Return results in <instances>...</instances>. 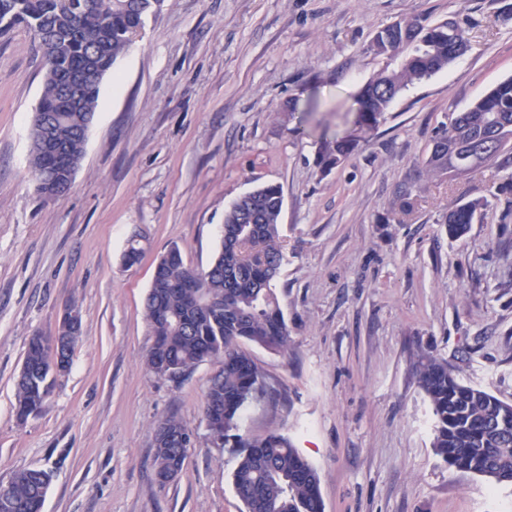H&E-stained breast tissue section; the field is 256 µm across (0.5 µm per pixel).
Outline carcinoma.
Instances as JSON below:
<instances>
[{"label":"carcinoma","instance_id":"carcinoma-1","mask_svg":"<svg viewBox=\"0 0 512 512\" xmlns=\"http://www.w3.org/2000/svg\"><path fill=\"white\" fill-rule=\"evenodd\" d=\"M164 0H0V34L16 27L36 38L51 35L57 49L50 57L37 111L77 122L79 112H61L59 79L94 62L112 69L150 15ZM472 22L456 15L431 23L411 15L378 31L369 50L385 65L358 92L356 124L362 133L375 129L394 99L408 86L445 70L466 49ZM86 138L70 134L63 151L83 158ZM364 136L325 140L319 147L323 169L353 155ZM512 165V77L451 119L433 139L425 165L433 173L458 174L487 164ZM417 199L412 185L402 187L399 211L409 214ZM282 189L267 184L235 200L224 214L220 247L211 272L198 281L196 292L208 301L192 307L177 284L191 277L179 247L160 259L148 289L144 313L153 345L146 366L155 376L179 380L197 364L216 358L220 367L205 393L204 416L210 430L232 449L237 464L232 483L244 512H323L315 468L284 435L271 431L253 436L242 429L248 406L245 396L257 391L271 398L262 368L242 349L247 342L276 352L288 351V324L272 288L283 261L279 219ZM487 201L472 199L448 211V231L461 235ZM32 365L27 383L17 385L16 418L38 415L50 397L57 376L50 369V349H26ZM418 385L429 399L435 424L432 448L450 467L512 485V444L504 446L489 428L491 416L512 405L495 395L461 383L448 362L426 353L416 365ZM154 468L183 469L190 448H171L154 439ZM52 479L51 471L27 468L0 486V512H39Z\"/></svg>","mask_w":512,"mask_h":512}]
</instances>
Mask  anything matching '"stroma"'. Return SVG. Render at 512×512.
I'll use <instances>...</instances> for the list:
<instances>
[{
	"mask_svg": "<svg viewBox=\"0 0 512 512\" xmlns=\"http://www.w3.org/2000/svg\"><path fill=\"white\" fill-rule=\"evenodd\" d=\"M512 0H165L104 78L82 163L61 197L39 195L30 130L43 91L38 44L0 35V484L51 470L45 512H241L236 460L212 444L205 391L146 367L144 301L178 245L210 263L224 213L280 185L285 258L273 282L291 347L248 351L274 391L243 428L275 430L314 466L323 512H512V487L448 467L414 365L430 352L464 384L512 401V180L508 169L428 172L437 131L512 77ZM472 17L469 47L406 88L362 148L331 170L321 136L347 131L353 97L383 65L374 34L412 15ZM418 188L412 214L396 201ZM487 200L458 237V202ZM142 257L126 265L129 240ZM76 304L82 332L44 409L18 422L15 381L31 336ZM194 433L160 485L153 435Z\"/></svg>",
	"mask_w": 512,
	"mask_h": 512,
	"instance_id": "obj_1",
	"label": "stroma"
}]
</instances>
